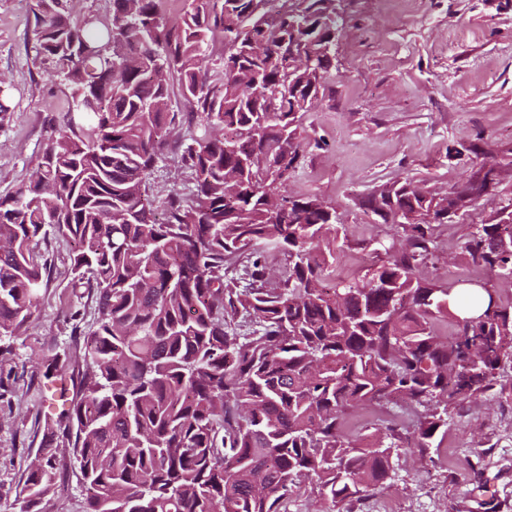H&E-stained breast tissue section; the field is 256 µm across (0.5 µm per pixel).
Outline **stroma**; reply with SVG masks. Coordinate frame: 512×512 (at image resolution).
<instances>
[{
  "label": "stroma",
  "mask_w": 512,
  "mask_h": 512,
  "mask_svg": "<svg viewBox=\"0 0 512 512\" xmlns=\"http://www.w3.org/2000/svg\"><path fill=\"white\" fill-rule=\"evenodd\" d=\"M34 0H0V78L12 86L13 110L0 123V195L27 181L70 102V90L36 56ZM344 20L328 88L300 127L302 156L288 182L342 215L347 246L337 268L362 278L378 258L372 242L391 225L365 212L380 186L409 179L435 192L466 180L474 163L449 158L457 141L482 137L490 156L512 148V0H336ZM156 205L171 190L187 193L191 173L166 149L149 179ZM512 198V179L473 204L463 220L442 226L427 277L444 285L489 283L503 297L512 282L459 257L471 225ZM55 266L41 317L0 363V512H16V495L47 425L61 403L39 383L49 351L74 345L89 330L92 303L67 274L69 246L52 240ZM69 449L39 512H85V491ZM440 467L400 450L389 489L369 499L368 512H482V497L512 507V404L468 403L448 422Z\"/></svg>",
  "instance_id": "stroma-1"
}]
</instances>
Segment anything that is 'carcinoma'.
<instances>
[{
  "label": "carcinoma",
  "mask_w": 512,
  "mask_h": 512,
  "mask_svg": "<svg viewBox=\"0 0 512 512\" xmlns=\"http://www.w3.org/2000/svg\"><path fill=\"white\" fill-rule=\"evenodd\" d=\"M111 0L77 16L35 0L37 57L72 89V106L28 183L0 196V358L40 315L54 264L35 252L69 242L75 288L94 301L83 369L24 474L18 512L54 489L71 449L85 512H289L315 495L362 512L386 488L398 451L434 461L466 402L512 400V299L482 286L463 316L458 291L417 275L435 232L500 181L468 178L447 195L411 182L368 194L365 211L398 237L360 280L324 286L342 219L316 195L285 190L298 168L301 114L323 94L343 22L336 0ZM218 64L205 63L216 37ZM321 49L302 65L300 50ZM189 108L169 110L173 86ZM188 196L156 217L148 178L176 128ZM467 140L448 157L479 155ZM287 257L276 279L267 254ZM463 259L512 279V210L471 225ZM452 320L457 333L436 324ZM68 348L42 362L50 384ZM401 412L380 436L350 440L367 407Z\"/></svg>",
  "instance_id": "carcinoma-1"
}]
</instances>
